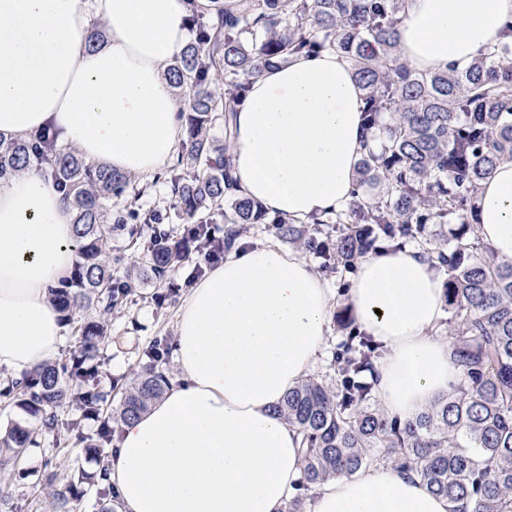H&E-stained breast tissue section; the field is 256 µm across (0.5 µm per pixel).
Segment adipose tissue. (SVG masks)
Wrapping results in <instances>:
<instances>
[{"mask_svg": "<svg viewBox=\"0 0 512 512\" xmlns=\"http://www.w3.org/2000/svg\"><path fill=\"white\" fill-rule=\"evenodd\" d=\"M512 0H408L401 57L423 72L463 66L503 38ZM106 33L92 40L93 20ZM189 42L185 0H0V138L52 126L90 163L151 176L180 146L166 76ZM362 92L333 51L262 70L235 114L243 196L304 219L347 207L361 156ZM477 231L512 261V161L479 190ZM73 213L25 170L0 180V371L54 360L63 325L48 290L72 271ZM444 275L420 250L361 262L344 296L380 345L378 400L409 419L461 380L440 330ZM303 258L268 241L232 251L179 307L178 375L117 429L109 476L119 512H283L302 478L301 437L275 414L312 372L338 298ZM311 512H448L416 476L380 466L318 484Z\"/></svg>", "mask_w": 512, "mask_h": 512, "instance_id": "adipose-tissue-1", "label": "adipose tissue"}]
</instances>
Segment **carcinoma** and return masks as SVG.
Masks as SVG:
<instances>
[{
	"instance_id": "1",
	"label": "carcinoma",
	"mask_w": 512,
	"mask_h": 512,
	"mask_svg": "<svg viewBox=\"0 0 512 512\" xmlns=\"http://www.w3.org/2000/svg\"><path fill=\"white\" fill-rule=\"evenodd\" d=\"M194 38L168 65L183 99L185 140L161 176L180 204L184 237L203 241L208 216L222 214L224 238L210 256L231 250L249 224H271L276 235L300 243L320 259V270L347 287V275L371 253L397 251L409 241L448 274L450 353L461 383L408 420L391 418L377 397L372 339L348 311L336 315L345 334L325 371L284 397L278 413L302 435L300 490L339 473L378 465L413 473L448 499L449 512H512V261L501 260L478 235L474 220L480 183L512 161V41L481 51L464 69L419 72L398 52V26L407 0H212L208 16L186 0ZM333 50L349 62L362 90L366 143L347 208L306 220L269 218L263 205L233 188V118L262 69L299 54ZM223 123V140L211 133ZM38 168L63 194L75 225L76 264L70 279L49 289L53 305L73 325L75 313L97 316L74 325L68 355L9 380L0 406H13L39 427L18 424L0 432V482L25 478L26 448L39 433L84 445L98 468H69L65 491L51 512H70L93 491L101 512H114L116 494L107 458L114 427L146 411L171 385L168 339L152 340L145 370L109 409L92 363L109 336L104 317L135 295L142 277L164 285L189 268V285L206 271L176 240L167 214L146 210L129 175L85 162L43 130L0 139V179ZM123 206L112 207V200ZM150 229L138 235L134 225ZM128 231L126 249L143 272L112 269V237ZM99 421L96 433L83 422Z\"/></svg>"
}]
</instances>
